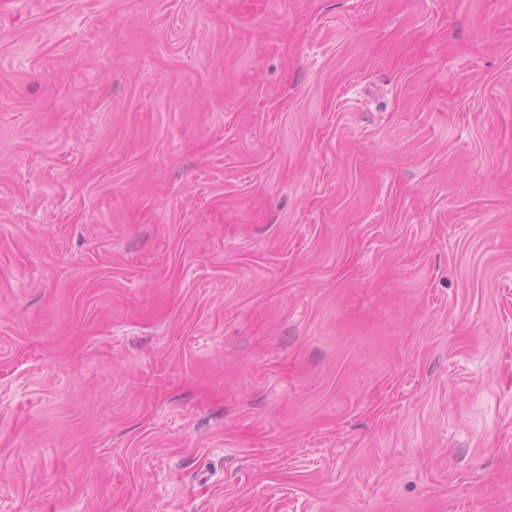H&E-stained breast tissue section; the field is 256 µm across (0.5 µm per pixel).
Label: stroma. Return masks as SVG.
Masks as SVG:
<instances>
[{
	"label": "stroma",
	"mask_w": 512,
	"mask_h": 512,
	"mask_svg": "<svg viewBox=\"0 0 512 512\" xmlns=\"http://www.w3.org/2000/svg\"><path fill=\"white\" fill-rule=\"evenodd\" d=\"M0 0V512H512V0Z\"/></svg>",
	"instance_id": "35a3bbf8"
}]
</instances>
